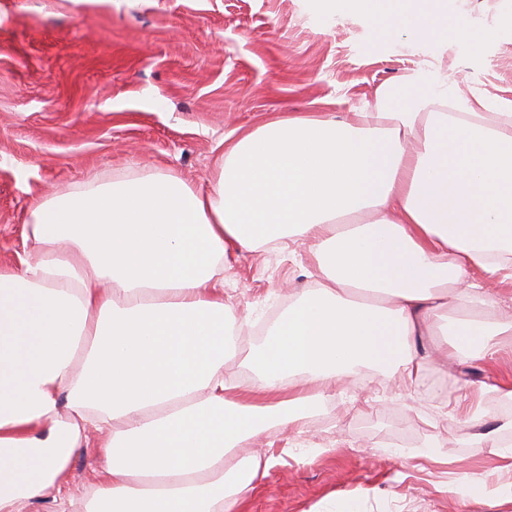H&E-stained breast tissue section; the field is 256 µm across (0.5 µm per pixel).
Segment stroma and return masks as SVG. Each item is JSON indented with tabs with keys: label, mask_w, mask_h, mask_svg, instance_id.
I'll use <instances>...</instances> for the list:
<instances>
[{
	"label": "stroma",
	"mask_w": 512,
	"mask_h": 512,
	"mask_svg": "<svg viewBox=\"0 0 512 512\" xmlns=\"http://www.w3.org/2000/svg\"><path fill=\"white\" fill-rule=\"evenodd\" d=\"M448 22L466 25V40H382L370 14L334 15L329 0H0V265L23 250L33 200L126 168L208 189L225 140L280 112L342 118L378 85L404 95L410 75L433 71L512 100V0H454ZM489 27L498 37H484ZM316 282L301 245L226 256L224 301L239 329L225 379L257 383L250 353L290 293ZM493 374L512 381V351L430 367L443 391L360 372L329 391L326 421L311 415L239 445L268 462L241 512H512V459L476 453L448 406ZM429 443L440 462L415 458ZM95 456L73 457L62 512H85Z\"/></svg>",
	"instance_id": "35a3bbf8"
}]
</instances>
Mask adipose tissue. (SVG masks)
Wrapping results in <instances>:
<instances>
[{
  "instance_id": "adipose-tissue-1",
  "label": "adipose tissue",
  "mask_w": 512,
  "mask_h": 512,
  "mask_svg": "<svg viewBox=\"0 0 512 512\" xmlns=\"http://www.w3.org/2000/svg\"><path fill=\"white\" fill-rule=\"evenodd\" d=\"M394 16L386 39L447 34L444 0H334ZM29 251L0 265V512L62 490L90 446L86 512H238L261 478L236 447L298 424L360 368L407 383L442 355L512 350L489 281L512 279V100L446 81L337 119L283 112L224 148L207 191L115 174L33 202ZM321 278L224 379L235 326L224 258L293 244Z\"/></svg>"
}]
</instances>
